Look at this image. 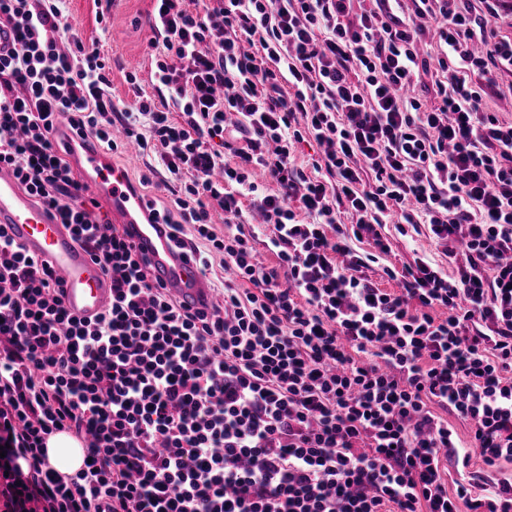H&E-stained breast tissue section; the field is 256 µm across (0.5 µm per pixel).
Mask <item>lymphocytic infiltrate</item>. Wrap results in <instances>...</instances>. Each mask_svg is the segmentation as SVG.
<instances>
[{
	"label": "lymphocytic infiltrate",
	"mask_w": 512,
	"mask_h": 512,
	"mask_svg": "<svg viewBox=\"0 0 512 512\" xmlns=\"http://www.w3.org/2000/svg\"><path fill=\"white\" fill-rule=\"evenodd\" d=\"M66 2L0 0V166L112 299L72 316L0 229V512H512V121L472 82L512 46L476 51L484 23L438 0L408 20L401 0H155L151 86L126 74L121 109ZM435 18L431 63L417 44ZM116 125L178 183L155 209L169 236L203 274L231 272L218 306L156 284L76 177L71 137L114 152ZM308 139L307 173L291 151ZM390 224L427 225L456 275L417 255L377 287ZM57 432L89 441L67 478L46 459Z\"/></svg>",
	"instance_id": "1"
}]
</instances>
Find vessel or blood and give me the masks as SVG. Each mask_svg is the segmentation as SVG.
<instances>
[{"mask_svg": "<svg viewBox=\"0 0 512 512\" xmlns=\"http://www.w3.org/2000/svg\"><path fill=\"white\" fill-rule=\"evenodd\" d=\"M71 158L86 183L112 204V221L125 225L128 242L145 255L159 284L183 303L209 306L215 294L189 253L175 248L155 224L127 171L98 150L73 149ZM0 225L25 252L58 277L65 306L74 316L92 319L110 300L111 283L100 265L75 242L70 228L25 191L12 171L0 167Z\"/></svg>", "mask_w": 512, "mask_h": 512, "instance_id": "b4317fda", "label": "vessel or blood"}]
</instances>
